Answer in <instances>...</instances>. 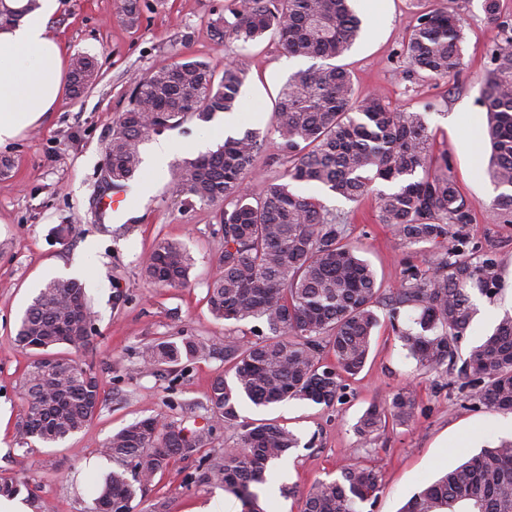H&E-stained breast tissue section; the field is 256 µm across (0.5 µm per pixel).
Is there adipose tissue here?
I'll list each match as a JSON object with an SVG mask.
<instances>
[{
	"label": "adipose tissue",
	"instance_id": "obj_1",
	"mask_svg": "<svg viewBox=\"0 0 512 512\" xmlns=\"http://www.w3.org/2000/svg\"><path fill=\"white\" fill-rule=\"evenodd\" d=\"M57 0L0 29V145L54 111L63 98L64 55L48 30Z\"/></svg>",
	"mask_w": 512,
	"mask_h": 512
}]
</instances>
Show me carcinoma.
<instances>
[{"label":"carcinoma","mask_w":512,"mask_h":512,"mask_svg":"<svg viewBox=\"0 0 512 512\" xmlns=\"http://www.w3.org/2000/svg\"><path fill=\"white\" fill-rule=\"evenodd\" d=\"M350 2L242 0L233 21L214 29L217 39L243 45L269 34L286 52L323 61L292 77L278 96L275 159L286 170L267 183L263 196L245 189L255 174L254 160L267 145V135L258 129L227 137L217 150L176 164L172 173L175 191L224 204L219 213L224 251L206 293L211 315L236 323L260 320L272 337L224 343L234 384L223 378L212 384L206 425L188 430L148 417L114 434L103 445L112 470L98 488L93 512L126 507L172 459H188L209 447L217 423L241 428L238 442L200 457L191 482L223 487L241 501L242 512H265L250 486L263 482L268 466L299 440L276 423H240L235 396L256 406L289 399L332 404L343 389L342 375L359 373L367 361L379 325L374 307L381 302L418 370L437 373L455 366L487 408L512 411V315L505 314L467 357L458 355L478 313L475 298L490 300L501 289V265L496 256L469 248L470 204L451 176L448 153L434 152L424 113L393 108L378 94H355L347 71L335 63L361 32ZM38 7V0H27L21 9L0 0V20L14 26ZM463 38L461 14L448 0H434L411 26L400 56L408 71L446 81L462 68ZM492 53L497 67L487 76L479 103L487 115V173L500 190L488 211L499 218L512 216V34L502 32ZM95 78L93 60L74 56L68 96L80 97ZM245 80L246 71L235 60L224 65L218 80L197 60L151 71L132 89L112 127L105 160L112 187L123 188L134 177L146 131L159 134L192 117L208 120L234 111ZM293 182L320 185L351 201L376 194L380 223L391 225L409 246H429L427 268L405 269L400 287L380 297L375 273L349 241L345 224L319 199L294 193ZM379 184L391 190H380ZM190 268L185 247L164 238L153 244L144 274L155 284L176 287L187 283ZM81 310H90L83 284L57 278L20 317L18 346L37 355L22 374L27 409L17 430L23 440L55 444L80 432L102 409L96 373L53 352L58 346L78 351L90 345L91 337L74 321ZM409 311L418 313L417 331L399 324L401 313ZM326 349L335 360L332 367L321 363ZM210 352L207 343L183 336L178 343L153 341L143 359L153 368H172L184 357ZM416 403V389L398 390L388 404L365 411L355 425L357 436L370 443L387 422L410 421ZM378 489L375 470L351 465L340 477L317 482L301 512H361ZM403 512H512V440L487 446L448 470L415 494Z\"/></svg>","instance_id":"obj_1"}]
</instances>
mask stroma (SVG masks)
Returning <instances> with one entry per match:
<instances>
[{
  "label": "stroma",
  "instance_id": "35a3bbf8",
  "mask_svg": "<svg viewBox=\"0 0 512 512\" xmlns=\"http://www.w3.org/2000/svg\"><path fill=\"white\" fill-rule=\"evenodd\" d=\"M124 0H58L50 32L66 57H93L95 84L79 98H63L43 120L0 146V158L14 167L0 176V481H25L51 512H92L96 488L111 470L100 456L103 443L124 426L160 417L186 427L201 425L211 383L227 376L225 340L247 336L266 339L258 320L216 321L208 312V282L218 270L224 237L219 208L184 203L170 189L171 170L140 166L128 183L125 215L114 220L102 208L101 183L112 126L134 85L152 70L179 59L207 62L222 74L225 62H242L248 78L232 114L236 133L269 128L278 95L288 79L314 66L312 58L285 53L273 40L240 49L213 37L215 27L231 19L239 0H139V17L129 22ZM431 0H355L364 31L341 58L357 94L376 93L392 106L423 112L436 152H447L452 175L471 203L466 231L472 243L494 252L503 270L496 305L512 301V221L492 219L485 206L497 194L484 164L472 163L469 144L459 128L461 116L479 113L477 99L491 67L490 49L499 33L488 24L483 0H456L465 19L461 72L446 82L407 73L399 55L414 13ZM210 121L190 119L164 131L171 162L192 159L223 144ZM152 182L140 199L137 189ZM295 190L318 198L340 215L351 241L377 273L382 292L400 285L406 264L423 265L424 251L400 240L379 222L377 200L367 194L348 201L316 185ZM65 235H58V227ZM181 242L193 258L186 285L158 287L147 281L143 263L155 239ZM72 272L85 285L94 314L90 345L77 352L92 365L105 399L97 417L81 432L47 446L22 442L16 423L26 397L21 375L31 353L15 342L17 324L40 288L60 272ZM362 372L346 379L344 394L332 406L285 400L267 407L239 398L244 423L271 420L292 430L298 448L274 462L254 490L266 512H301L302 496L318 480L337 477L358 463L378 473L373 512H400L425 485L462 463L488 443L512 437V412L487 409L456 371L425 374L407 358L387 321L386 307ZM187 331L212 345L211 355L183 363L177 370L144 371L143 348L152 340ZM417 389L413 418L389 426L373 443L358 442L353 426L370 404H384L406 385ZM195 460L174 459L148 489L137 492L133 512H152L156 501L169 512H241L239 499L223 488L192 484Z\"/></svg>",
  "mask_w": 512,
  "mask_h": 512
}]
</instances>
